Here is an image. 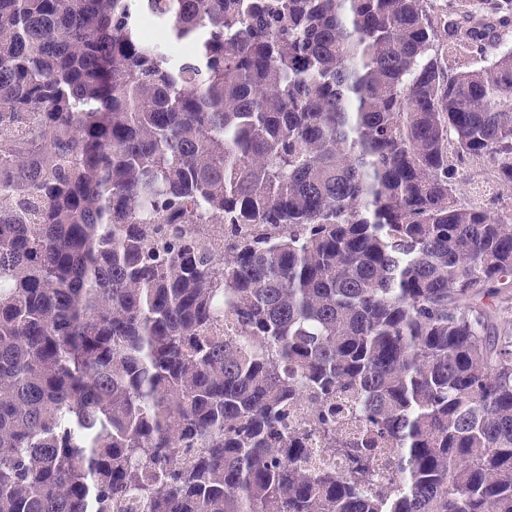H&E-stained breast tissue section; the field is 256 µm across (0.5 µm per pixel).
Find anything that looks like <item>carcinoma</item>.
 I'll use <instances>...</instances> for the list:
<instances>
[{
	"label": "carcinoma",
	"mask_w": 512,
	"mask_h": 512,
	"mask_svg": "<svg viewBox=\"0 0 512 512\" xmlns=\"http://www.w3.org/2000/svg\"><path fill=\"white\" fill-rule=\"evenodd\" d=\"M429 2L0 0V512H512V0ZM443 49L448 64V71L451 73L465 70L477 62V58L468 53L466 49L462 50L456 45H448L446 40L444 41ZM492 170V163L486 159L464 165L458 178L460 196L472 200V195L480 191L481 183L488 179L493 188L479 203L485 204L494 213L508 212L512 209V188L492 182Z\"/></svg>",
	"instance_id": "cac0c4a2"
}]
</instances>
